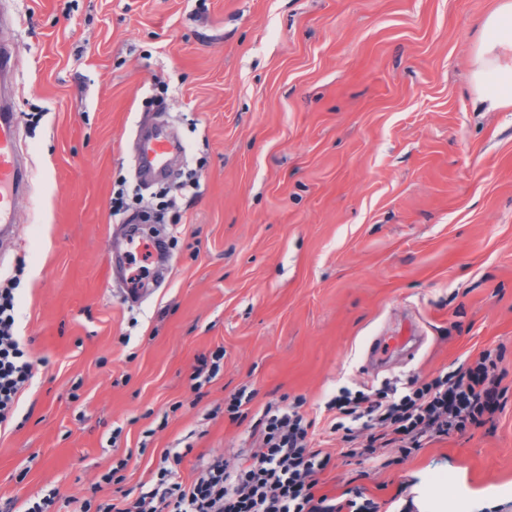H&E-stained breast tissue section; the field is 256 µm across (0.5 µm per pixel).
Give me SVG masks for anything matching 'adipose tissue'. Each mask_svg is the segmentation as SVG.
<instances>
[{"label":"adipose tissue","instance_id":"adipose-tissue-1","mask_svg":"<svg viewBox=\"0 0 512 512\" xmlns=\"http://www.w3.org/2000/svg\"><path fill=\"white\" fill-rule=\"evenodd\" d=\"M472 80L481 100L512 108V0H502L484 20Z\"/></svg>","mask_w":512,"mask_h":512}]
</instances>
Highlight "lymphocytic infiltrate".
<instances>
[{"mask_svg":"<svg viewBox=\"0 0 512 512\" xmlns=\"http://www.w3.org/2000/svg\"><path fill=\"white\" fill-rule=\"evenodd\" d=\"M14 285L0 287V424L13 418L34 363L17 334ZM490 351L430 380L374 393L342 389L333 406V430L350 457H371L380 448L408 455L423 439L464 433L491 422L505 406L506 370ZM313 423L300 404L266 405L255 422L259 446L240 465L223 457L207 461L190 483L176 478L183 459L165 452L149 490L115 502L84 500L79 512H380L361 490L331 497L318 491L331 456L312 446Z\"/></svg>","mask_w":512,"mask_h":512,"instance_id":"lymphocytic-infiltrate-1","label":"lymphocytic infiltrate"}]
</instances>
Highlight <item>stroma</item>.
<instances>
[{
	"label": "stroma",
	"instance_id": "stroma-1",
	"mask_svg": "<svg viewBox=\"0 0 512 512\" xmlns=\"http://www.w3.org/2000/svg\"><path fill=\"white\" fill-rule=\"evenodd\" d=\"M501 0H0L14 43L19 139L33 169L21 230L0 240L35 362L0 427V507L55 512L151 481L167 450L191 482L258 443L267 404L303 398L332 463L320 493L360 487L382 512H512V395L492 423L411 455L341 456L330 401L428 380L503 350L512 388V109L476 100L481 24ZM180 141L161 202L140 127ZM132 213L161 206L166 263L138 302L110 262ZM415 312L414 359L367 362ZM223 350L201 389L191 376ZM254 392L244 420L224 411Z\"/></svg>",
	"mask_w": 512,
	"mask_h": 512
}]
</instances>
